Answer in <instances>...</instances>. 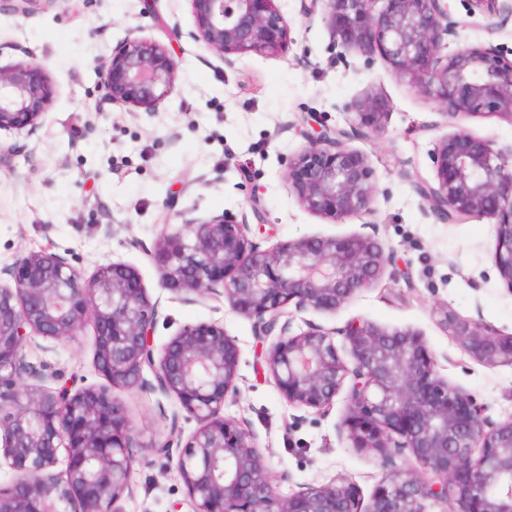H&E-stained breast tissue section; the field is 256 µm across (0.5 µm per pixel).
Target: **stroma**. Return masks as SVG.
Listing matches in <instances>:
<instances>
[{"mask_svg": "<svg viewBox=\"0 0 512 512\" xmlns=\"http://www.w3.org/2000/svg\"><path fill=\"white\" fill-rule=\"evenodd\" d=\"M447 3L461 22L449 50H512V22L492 30L479 16L467 25L461 0ZM278 4L296 40L293 49L285 56L239 54L230 65L188 38L194 28L188 0H65L52 7L38 0L25 17L0 12V62L30 53L45 65L50 89L34 135L0 133V267L39 249L70 251L71 263L87 275L112 261L133 265L158 304L155 348L200 322L223 325L238 346V395L226 399L224 414L248 422L272 471L289 472L280 494L345 478L367 499L384 471L339 437L345 395L325 417L289 407L265 369L251 319L223 297L192 298L162 286L148 255L162 225L178 223L187 211L244 214L266 248L307 236L365 233L361 220L336 224L305 211L286 161L307 145L305 113L344 128L348 105L377 93L391 105L384 131L348 146L367 155L375 170L371 220L398 264L336 313L292 310L294 327L310 321L337 330L361 319L417 332L435 355L439 375L474 395L492 419L504 420L512 416V367L489 368L464 353L435 308L449 304L462 317L512 334V289L491 261L492 218L442 222L414 190V180L434 178L433 148L455 130V119L396 76L380 55L335 44L322 13L305 15L302 0ZM175 24L183 31L176 40ZM131 31L166 44L180 59L174 89L154 112L109 104L98 90L96 63ZM255 198L261 201L257 218L250 205ZM405 271L413 287L402 280ZM26 353L46 385L69 378L105 382L95 368L93 325L69 341L35 338ZM110 392L133 426L138 458L135 493L122 500L124 512H169L185 490L157 448L171 438L172 423L185 435L197 423L175 397L121 386Z\"/></svg>", "mask_w": 512, "mask_h": 512, "instance_id": "stroma-1", "label": "stroma"}]
</instances>
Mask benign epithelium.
Wrapping results in <instances>:
<instances>
[{
	"label": "benign epithelium",
	"mask_w": 512,
	"mask_h": 512,
	"mask_svg": "<svg viewBox=\"0 0 512 512\" xmlns=\"http://www.w3.org/2000/svg\"><path fill=\"white\" fill-rule=\"evenodd\" d=\"M333 39L348 49L377 53L392 71L461 122L475 115L512 122V60L493 47L467 46L444 55L445 37L459 21L444 0H310L318 2ZM384 2L377 9L376 3ZM191 39L225 63L245 52L286 56L296 41L275 0H189ZM489 28L512 21V0H468ZM178 58L159 42L129 34L99 70V88L111 104L154 110L168 97ZM47 72L34 58L0 64V131L34 134L49 106ZM346 129L326 125L288 159V180L309 213L341 224L373 213L377 193L369 158L347 146L385 127L388 100H355ZM433 182H413L418 196L448 224L479 216L495 219L492 262L512 291V148L460 125L432 153ZM163 225L149 256L165 288L197 296H224L253 320L262 357L277 389L296 409L332 411L348 386L339 435L386 471L368 503L340 481L307 485L281 496L286 471L271 472L255 435L242 420L224 417L236 396L240 351L224 326L183 327L155 352L158 306L138 270L125 262L99 266L88 278L68 253L30 251L0 269V458L14 479L0 485V512H123L133 493L137 463L133 427L105 386L38 383L27 340L73 338L94 325L95 367L112 385L174 396L197 422L185 439L158 447L178 473L190 512H512V417L495 421L467 391L438 375L422 337L352 320L334 332L307 322L297 332L281 321L285 308L334 313L371 287L390 257L377 228L349 237H303L264 248L246 219L223 212L180 214ZM461 350L486 367L512 365V336L475 319L442 311ZM352 357H341L334 336ZM149 369L153 379L143 377ZM176 502L171 512L185 505Z\"/></svg>",
	"instance_id": "7a95c632"
}]
</instances>
